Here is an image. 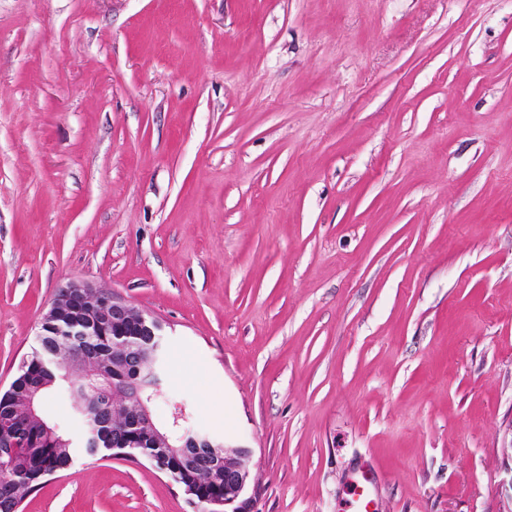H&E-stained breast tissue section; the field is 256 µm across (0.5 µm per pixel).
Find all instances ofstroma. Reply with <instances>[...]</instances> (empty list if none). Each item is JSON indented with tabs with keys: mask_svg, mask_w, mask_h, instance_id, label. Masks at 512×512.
Here are the masks:
<instances>
[{
	"mask_svg": "<svg viewBox=\"0 0 512 512\" xmlns=\"http://www.w3.org/2000/svg\"><path fill=\"white\" fill-rule=\"evenodd\" d=\"M70 282L250 512H512V0H0L1 392ZM20 512L194 510L79 455ZM372 480L367 474L362 475L361 481L353 487L352 504L357 509L356 512H369L373 505L371 493Z\"/></svg>",
	"mask_w": 512,
	"mask_h": 512,
	"instance_id": "stroma-1",
	"label": "stroma"
}]
</instances>
